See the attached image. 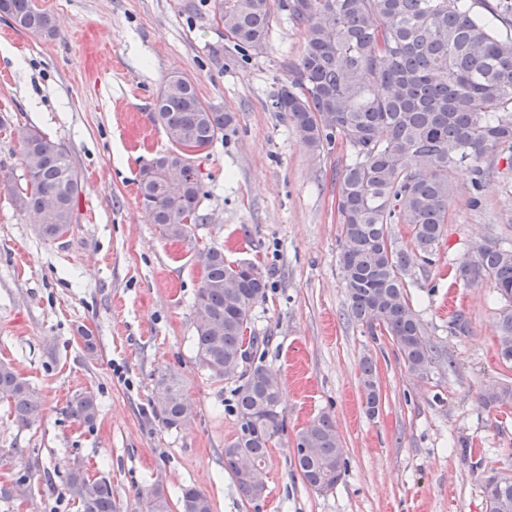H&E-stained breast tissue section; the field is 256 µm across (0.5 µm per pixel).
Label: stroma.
I'll list each match as a JSON object with an SVG mask.
<instances>
[{"label": "stroma", "instance_id": "1", "mask_svg": "<svg viewBox=\"0 0 512 512\" xmlns=\"http://www.w3.org/2000/svg\"><path fill=\"white\" fill-rule=\"evenodd\" d=\"M36 0L52 36L15 29L0 16V175L23 182L18 128L36 127L63 145L81 175L77 222L42 240L0 182V359L39 395L43 414L25 427L0 406V485L30 474L25 501L0 512H78L67 470L106 478L118 512H145L154 485L169 497L190 485L213 512H487L483 477L512 475V415L478 394L512 383L498 354L500 304L491 283H455L453 262L478 241L512 242V161L494 156L480 208L469 205L470 170L455 172L443 240L407 277L412 304L437 349L426 378L411 374L390 340L350 316L338 270L341 227L336 173L346 150L310 153L271 107L304 47L302 29L274 20L263 54L240 62L224 29L199 0ZM191 78L200 97L236 115L201 173L200 212L184 240L147 221L138 195L144 166L167 146L152 119L166 77ZM217 247L268 274L251 328L265 339L252 354L281 385L284 429L264 469L268 494L249 501L224 467L237 431L235 384L195 358L192 303L198 252ZM467 333L453 328L456 313ZM95 337L87 352L83 332ZM372 357L382 394L367 416L360 363ZM177 372L197 416L165 427L153 412L158 374ZM89 392L93 425L66 406ZM328 415L347 471L332 490L304 483L295 465L299 432Z\"/></svg>", "mask_w": 512, "mask_h": 512}]
</instances>
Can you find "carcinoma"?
Here are the masks:
<instances>
[{
  "label": "carcinoma",
  "mask_w": 512,
  "mask_h": 512,
  "mask_svg": "<svg viewBox=\"0 0 512 512\" xmlns=\"http://www.w3.org/2000/svg\"><path fill=\"white\" fill-rule=\"evenodd\" d=\"M220 17L224 36L240 58L264 52L277 13L305 35L299 62L271 102L285 115L313 153L341 144L349 153L338 177L341 224L338 269L352 318L369 334L389 337L407 369L428 374L434 346L425 336L406 290L413 261L432 255L448 223L454 192L452 174L471 169V206L490 177L478 162L512 151V0H208ZM34 35L52 36L53 17L35 0H0V15ZM152 116L168 147L141 171L139 198L147 220L168 238L184 239L199 214L201 176L189 185L166 177L167 167L199 157L233 126L235 115L204 101L194 81L169 76L152 105ZM26 178L11 186L16 207L37 221L48 241L64 237L76 218L80 175L67 151L35 127L17 130ZM404 224L410 240L395 238L392 225ZM201 283L193 302L196 359L212 376L237 383L236 437L224 445V466L237 489L255 500L239 475V455L266 463L268 448L283 431L280 386L264 364L244 366L259 337L245 335L252 308L266 297L268 279L257 264L224 259L211 247L199 252ZM463 285L487 281L503 301L497 317L498 353L512 362V248L476 242L455 270ZM364 408L375 416L382 402L374 361L361 362ZM153 411L168 428L196 417V409L174 373L156 381ZM499 413L512 410V385L479 394ZM0 404L14 420L31 426L42 416V402L12 364L0 359ZM71 414L91 425L98 403L91 393L72 399ZM311 452L296 459L303 480L328 491L346 470L336 427L326 415L312 419L298 435ZM66 494L80 512H116L112 482L89 478L78 464L67 471ZM31 492L24 474L0 487L10 501ZM488 512H512V477L483 479ZM146 512H212L206 493L180 489L171 503L155 487Z\"/></svg>",
  "instance_id": "cac0c4a2"
}]
</instances>
